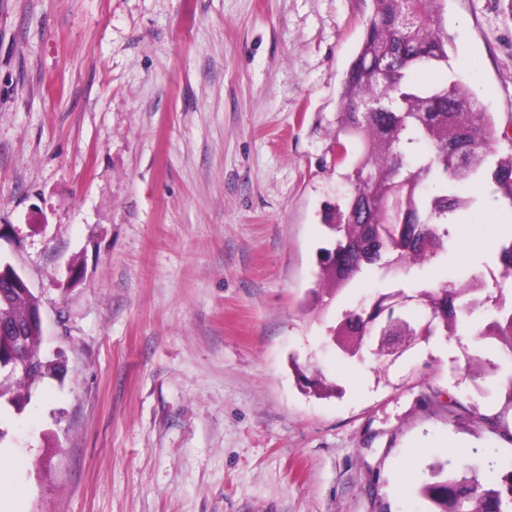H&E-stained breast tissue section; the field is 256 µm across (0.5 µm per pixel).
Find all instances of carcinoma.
<instances>
[{
    "mask_svg": "<svg viewBox=\"0 0 512 512\" xmlns=\"http://www.w3.org/2000/svg\"><path fill=\"white\" fill-rule=\"evenodd\" d=\"M447 7L448 0H370L357 53L341 83L333 160L346 168L348 189L344 203L324 215L335 244L320 252L317 298L345 289L369 266L398 274L437 259L445 251L446 224L475 202L457 192L465 180L492 185L494 200L512 209V153L489 162V144L497 133L493 113L449 75L425 85L411 80L417 71L448 67L454 39ZM421 143L427 151L415 152ZM496 258L501 279L512 277V234L499 239ZM14 272L11 264H0V359L9 360L20 341L38 363L34 372L12 373L11 383L0 382V400L18 408L14 390L31 391L35 383L63 372V364L41 353V330L26 327L38 299L10 283ZM484 303L491 304L494 316L474 336L482 343L497 341L499 362L490 374L506 377L507 401L500 412L480 419L512 443L505 420L512 411V305L506 306L503 289L494 295L473 280L445 282L415 295L382 294L370 307L346 312L330 336L351 356L387 331L413 343L439 329L452 336ZM411 308L422 309L424 317L406 320L403 314ZM496 453L495 448L476 450L473 460L433 468L431 479L418 488L428 512H512V469L499 475Z\"/></svg>",
    "mask_w": 512,
    "mask_h": 512,
    "instance_id": "carcinoma-1",
    "label": "carcinoma"
}]
</instances>
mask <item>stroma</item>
I'll list each match as a JSON object with an SVG mask.
<instances>
[{
	"label": "stroma",
	"mask_w": 512,
	"mask_h": 512,
	"mask_svg": "<svg viewBox=\"0 0 512 512\" xmlns=\"http://www.w3.org/2000/svg\"><path fill=\"white\" fill-rule=\"evenodd\" d=\"M369 0H0V261L40 300L59 378L0 407L22 512H426L430 468L512 444L470 334L345 357L397 290L500 267L490 186L408 275L309 301L347 189L332 145ZM448 71L512 133V23L448 0ZM335 386L330 395L306 379Z\"/></svg>",
	"instance_id": "obj_1"
}]
</instances>
